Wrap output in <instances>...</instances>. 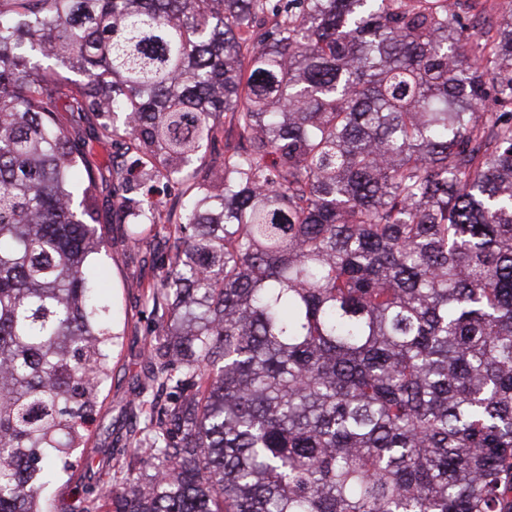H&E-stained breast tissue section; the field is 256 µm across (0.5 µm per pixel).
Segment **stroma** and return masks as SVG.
Wrapping results in <instances>:
<instances>
[{"label":"stroma","instance_id":"35a3bbf8","mask_svg":"<svg viewBox=\"0 0 512 512\" xmlns=\"http://www.w3.org/2000/svg\"><path fill=\"white\" fill-rule=\"evenodd\" d=\"M58 120L73 136L89 141L91 158L98 167L99 222L107 230L108 252L102 265L112 289V305L119 323L120 337L114 348L112 377L104 393L101 408L93 415L91 441L83 457L71 458L67 469L59 470L55 480L42 492L49 512H83L85 491L108 481H121L131 449L128 438L139 424L134 400L146 387L148 366L146 352L156 336L148 286L161 274V261L167 250L164 239L145 236L131 244L127 225L112 215L114 181L109 169L116 157L110 143L91 139L95 117L81 112L62 111Z\"/></svg>","mask_w":512,"mask_h":512}]
</instances>
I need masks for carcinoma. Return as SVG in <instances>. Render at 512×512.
I'll return each mask as SVG.
<instances>
[{"label":"carcinoma","instance_id":"carcinoma-1","mask_svg":"<svg viewBox=\"0 0 512 512\" xmlns=\"http://www.w3.org/2000/svg\"><path fill=\"white\" fill-rule=\"evenodd\" d=\"M473 2L0 0V512H46L120 336L62 100L122 149L129 238L169 243L150 466L91 501L512 512V25L459 66ZM220 132L218 134V140L215 146L211 149V158L216 161L217 164L220 162L223 154L232 153L239 146V137L237 131L230 126L228 119L224 116H220L216 120Z\"/></svg>","mask_w":512,"mask_h":512}]
</instances>
